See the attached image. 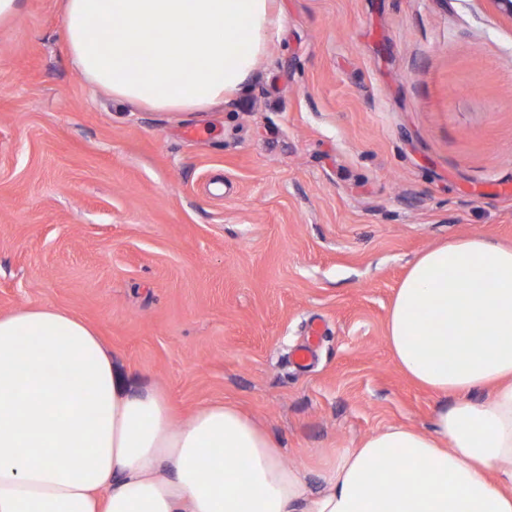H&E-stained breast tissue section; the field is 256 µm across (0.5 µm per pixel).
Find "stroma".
Here are the masks:
<instances>
[{
	"instance_id": "obj_1",
	"label": "stroma",
	"mask_w": 512,
	"mask_h": 512,
	"mask_svg": "<svg viewBox=\"0 0 512 512\" xmlns=\"http://www.w3.org/2000/svg\"><path fill=\"white\" fill-rule=\"evenodd\" d=\"M271 10L246 89L193 112L91 85L64 0L0 24V315H77L134 390L180 419L236 404L315 491L336 451L431 425L438 398L386 341L409 262L512 245V19L493 0Z\"/></svg>"
}]
</instances>
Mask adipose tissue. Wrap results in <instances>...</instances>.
<instances>
[{
    "label": "adipose tissue",
    "mask_w": 512,
    "mask_h": 512,
    "mask_svg": "<svg viewBox=\"0 0 512 512\" xmlns=\"http://www.w3.org/2000/svg\"><path fill=\"white\" fill-rule=\"evenodd\" d=\"M65 19L88 82L164 112L243 91L276 24L270 0H65ZM386 340L445 403L428 429L336 454L314 493L234 404L174 421L80 317L0 315V512H512V247L471 235L416 256Z\"/></svg>",
    "instance_id": "obj_1"
}]
</instances>
